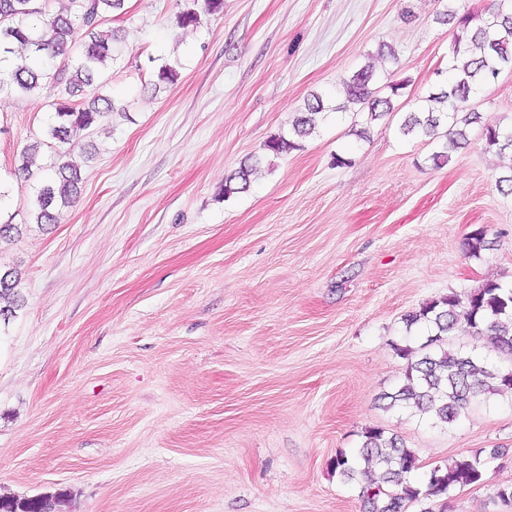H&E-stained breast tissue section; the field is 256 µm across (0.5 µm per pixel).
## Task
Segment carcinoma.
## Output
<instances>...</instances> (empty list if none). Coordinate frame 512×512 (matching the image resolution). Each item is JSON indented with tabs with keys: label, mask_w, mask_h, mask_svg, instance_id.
<instances>
[{
	"label": "carcinoma",
	"mask_w": 512,
	"mask_h": 512,
	"mask_svg": "<svg viewBox=\"0 0 512 512\" xmlns=\"http://www.w3.org/2000/svg\"><path fill=\"white\" fill-rule=\"evenodd\" d=\"M62 13L51 12V0H0V59L16 58L11 68L0 69V94L18 93L51 99L54 122L45 131L55 146L72 144V138L112 115L114 101L94 86L103 68L117 60L114 43L118 31L104 29L107 18L123 9L124 0H68ZM439 20L452 25V50L448 59V79L423 97L426 106L409 113L400 125L403 135L443 137L441 149L431 159L436 166L449 161L450 153L469 141L471 127L481 116L471 100L482 89L494 84L506 70H512V0H487L479 10L449 6ZM376 71L366 65L344 82L345 102L336 111L358 109L367 120L394 112L393 98L405 88L402 81L388 85L390 94L378 95ZM326 111L322 97L305 103L296 117L291 134L270 138L264 149L280 155L299 148L297 139L310 135L317 115ZM486 150L499 155L512 154V128L486 124L481 133ZM41 140L28 145L21 154L17 171L33 176L32 166ZM70 151L54 150L48 175L33 202L34 223H58L60 210L71 206L82 181L80 168L63 160ZM261 159L244 162L224 182V197L245 192ZM14 272L0 273V319L8 320L20 306ZM407 327L421 326L427 336L419 350L396 347L407 359L405 382L392 396L416 409L435 424L450 425L483 394L512 391V370L502 371L483 365L472 350L443 348L450 334L470 336L494 333V345L512 354V287L488 280L464 294L451 291L422 304L409 313ZM495 454L483 457L458 454L450 461L433 466L424 479L416 454L396 435L365 429L363 442L354 453L336 454L331 467L347 481L358 485L363 512H406L408 504L424 498L448 495L461 485L484 480ZM381 470L377 479H363L367 471L360 463ZM59 499L39 497L19 501L0 498V512H56Z\"/></svg>",
	"instance_id": "obj_1"
}]
</instances>
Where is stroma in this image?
Here are the masks:
<instances>
[{
    "label": "stroma",
    "instance_id": "stroma-1",
    "mask_svg": "<svg viewBox=\"0 0 512 512\" xmlns=\"http://www.w3.org/2000/svg\"><path fill=\"white\" fill-rule=\"evenodd\" d=\"M187 5L125 0L111 17L117 111L76 140L81 191L59 223L0 241L23 299L0 324V496H54L58 512H361L330 462L374 426L426 469L502 451L484 483L408 512H512L511 394L450 427L389 401L397 346L422 341L406 315L512 286V197L495 186L512 161L475 125L437 168L439 142L399 130L448 66L443 0H224L183 29ZM371 61L378 89L407 83L395 113L331 109L300 149L265 152L310 94L333 106ZM164 65L179 79L154 87ZM472 105L511 127L512 71ZM51 116L46 99L0 96V212L32 200L37 181L15 169ZM251 155L250 189L225 197Z\"/></svg>",
    "mask_w": 512,
    "mask_h": 512
}]
</instances>
